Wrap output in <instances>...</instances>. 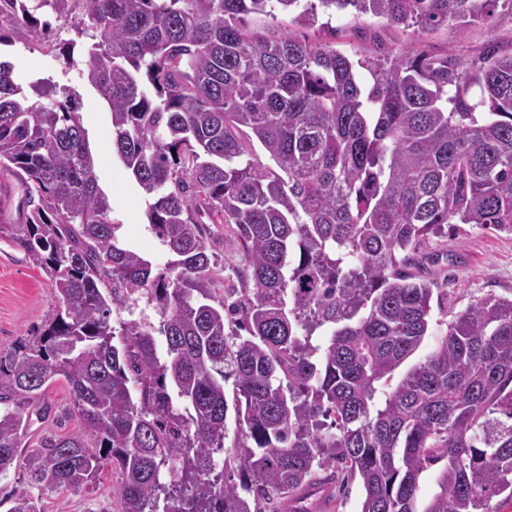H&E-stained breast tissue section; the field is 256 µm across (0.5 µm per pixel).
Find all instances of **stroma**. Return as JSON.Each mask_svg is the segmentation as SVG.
<instances>
[{
	"label": "stroma",
	"instance_id": "obj_1",
	"mask_svg": "<svg viewBox=\"0 0 512 512\" xmlns=\"http://www.w3.org/2000/svg\"><path fill=\"white\" fill-rule=\"evenodd\" d=\"M82 16L83 7L79 4L71 14L61 18L43 13V20L50 24L45 30L30 26L17 16L1 15L0 33L8 35L9 44L0 48V57L13 63L14 74L21 83L44 79L75 94L96 159L97 182L111 201L113 223L121 225L128 246L150 260L154 268L164 269L172 256L148 224L149 196L113 148L110 111L88 83L81 67L66 66L61 56V43L73 41L80 47L87 43V36L77 30ZM301 34L312 42L331 43L336 51L355 60L408 49L431 59H448L468 67L481 64L491 49L500 57L512 55V6L501 0L489 19L475 20L462 28L442 23L419 31L392 26L371 15L341 12L330 17L326 27L305 28ZM0 193L10 198L9 203L0 206V353L3 354L30 340L53 317L57 303L48 276L13 234V225L21 221L18 211L23 195L21 188L11 177L1 174ZM209 231L216 291L226 296L241 288L238 272L245 258L224 225H210ZM426 252L431 259L424 271L438 280L443 301L431 312L434 324L410 357L413 365L422 362L436 347L441 324L450 322L456 313L490 294L512 296L511 233L458 224L445 235L431 238ZM45 400L60 420L33 423L24 439L27 447H37L45 432L66 434L77 429L76 421L67 417L71 399L64 383L50 387ZM118 482L117 474L109 472L90 488L61 496L30 488L17 469L0 475V486L30 492L41 512H120L121 504L114 493Z\"/></svg>",
	"mask_w": 512,
	"mask_h": 512
}]
</instances>
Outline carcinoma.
<instances>
[{"mask_svg":"<svg viewBox=\"0 0 512 512\" xmlns=\"http://www.w3.org/2000/svg\"><path fill=\"white\" fill-rule=\"evenodd\" d=\"M71 2L0 0V13L38 25L37 12L60 17ZM82 2L94 42L78 60L73 43L62 56L106 102L113 147L153 198L148 223L173 260L155 273L122 240L75 96L32 102L0 60V173L23 189L17 239L57 301L32 341L0 356V474L15 465L61 494L110 467L121 512H261L216 469L231 377L228 462L258 493L335 490L350 475L360 512L512 504V297L456 314L392 382L430 330L438 289L414 254L449 224L512 233V56L462 70L409 50L355 61L245 21L291 14L313 28L350 10L405 28L463 26L493 0ZM255 141L272 165L253 157ZM207 221L248 257L252 287L232 302L210 275ZM141 299L159 324L112 317ZM325 324L318 365L310 336ZM60 380L77 431L23 450ZM438 463L419 511V476ZM322 468L332 472L320 478ZM3 502L39 512L25 493Z\"/></svg>","mask_w":512,"mask_h":512,"instance_id":"cac0c4a2","label":"carcinoma"}]
</instances>
